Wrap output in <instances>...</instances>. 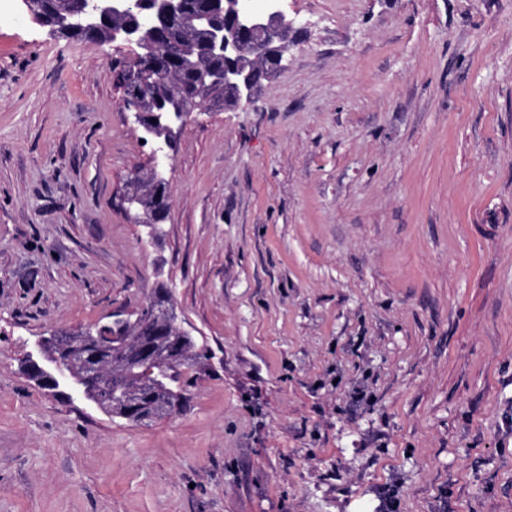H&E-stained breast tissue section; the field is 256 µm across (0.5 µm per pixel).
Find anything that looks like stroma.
<instances>
[{"label": "stroma", "instance_id": "1", "mask_svg": "<svg viewBox=\"0 0 512 512\" xmlns=\"http://www.w3.org/2000/svg\"><path fill=\"white\" fill-rule=\"evenodd\" d=\"M282 8V67L179 131L153 248L128 47L0 0V512H512V0ZM162 282L216 354L180 412L21 371Z\"/></svg>", "mask_w": 512, "mask_h": 512}]
</instances>
